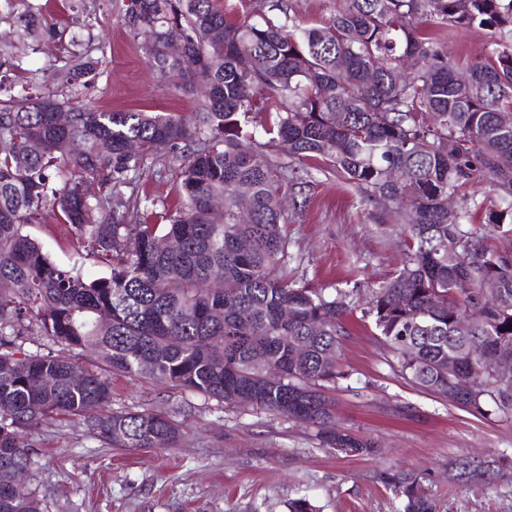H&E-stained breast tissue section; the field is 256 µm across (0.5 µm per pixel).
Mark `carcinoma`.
<instances>
[{"label": "carcinoma", "instance_id": "obj_1", "mask_svg": "<svg viewBox=\"0 0 512 512\" xmlns=\"http://www.w3.org/2000/svg\"><path fill=\"white\" fill-rule=\"evenodd\" d=\"M250 7L123 0L116 21L143 41L149 64L176 91L203 89L191 113L72 104L65 91L94 66L79 54L44 68V90L25 98L0 77V512H42L18 476L34 464L28 436L57 415L104 447L178 446L168 415H96L112 401L114 373L227 406L247 394L254 409L316 428L324 448L375 452L332 425L353 297L293 274L282 199L299 191L282 155L316 163L403 225L402 267L362 310L403 378L446 394L448 353L470 345L493 361L512 344V249L493 244L512 236V0H344L312 28L286 0ZM476 26L494 30L489 54L459 67L448 41ZM175 40L178 57L167 53ZM408 58L419 67L406 73ZM263 111L260 141L247 122ZM158 166L175 177L173 207L140 192ZM394 169L406 171L399 184ZM480 177L497 202H473L484 213L477 230L471 209L450 212L448 198ZM48 210L57 236L107 276L57 265L25 232ZM488 279L498 284L491 301L476 288ZM33 330L90 367L15 345ZM489 400L511 409L512 390L482 380L458 406L481 415ZM385 483L395 512H435L421 474Z\"/></svg>", "mask_w": 512, "mask_h": 512}]
</instances>
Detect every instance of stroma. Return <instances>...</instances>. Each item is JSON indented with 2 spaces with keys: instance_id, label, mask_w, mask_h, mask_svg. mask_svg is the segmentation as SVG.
I'll list each match as a JSON object with an SVG mask.
<instances>
[{
  "instance_id": "obj_1",
  "label": "stroma",
  "mask_w": 512,
  "mask_h": 512,
  "mask_svg": "<svg viewBox=\"0 0 512 512\" xmlns=\"http://www.w3.org/2000/svg\"><path fill=\"white\" fill-rule=\"evenodd\" d=\"M30 3L45 26L19 45V68L0 72L6 80L25 86L32 70L51 60L65 64L73 51L97 62L84 94L100 109L192 111L195 93L170 90L141 43L116 24L119 0H0V42L15 41ZM491 40L485 28L458 33L450 56L460 65L483 60ZM294 176L310 196L285 227L298 277L364 300L401 267L400 225L334 176L304 166ZM26 230L57 264L80 265L92 279L107 276L85 251L57 240L51 214ZM373 332L370 320L349 317L340 347L344 377L333 396L337 420L371 439L376 455L348 457L321 447L313 428L286 417L116 375L105 414L149 409L174 417L183 430L179 446L104 448L62 416L33 442L27 484L43 512H288L289 501L301 497L315 512H393L383 478L412 470L424 473L436 512H512V412L492 404L475 415L413 386L392 369ZM459 459L495 461L502 469L463 486L448 477Z\"/></svg>"
}]
</instances>
